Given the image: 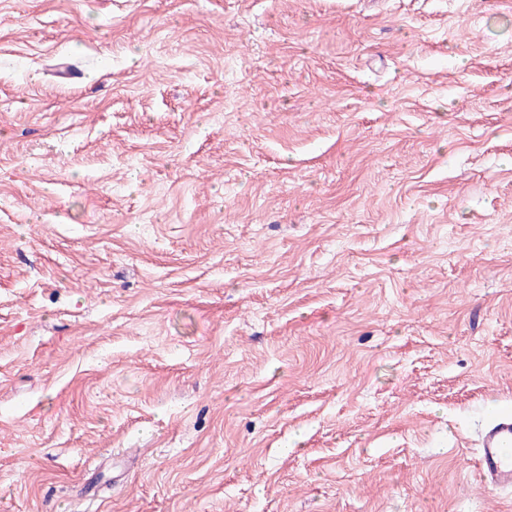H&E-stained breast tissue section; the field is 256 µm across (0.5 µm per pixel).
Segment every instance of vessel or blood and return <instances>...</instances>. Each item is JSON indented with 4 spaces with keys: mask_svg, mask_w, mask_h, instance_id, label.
<instances>
[{
    "mask_svg": "<svg viewBox=\"0 0 512 512\" xmlns=\"http://www.w3.org/2000/svg\"><path fill=\"white\" fill-rule=\"evenodd\" d=\"M479 481L490 490L512 489V410L503 409L487 421L474 459Z\"/></svg>",
    "mask_w": 512,
    "mask_h": 512,
    "instance_id": "b4317fda",
    "label": "vessel or blood"
}]
</instances>
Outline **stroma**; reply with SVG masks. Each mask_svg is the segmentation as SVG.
<instances>
[{"instance_id":"35a3bbf8","label":"stroma","mask_w":512,"mask_h":512,"mask_svg":"<svg viewBox=\"0 0 512 512\" xmlns=\"http://www.w3.org/2000/svg\"><path fill=\"white\" fill-rule=\"evenodd\" d=\"M512 0H0V512H512ZM479 481L492 491L512 489V410L505 408L487 421L474 459Z\"/></svg>"}]
</instances>
